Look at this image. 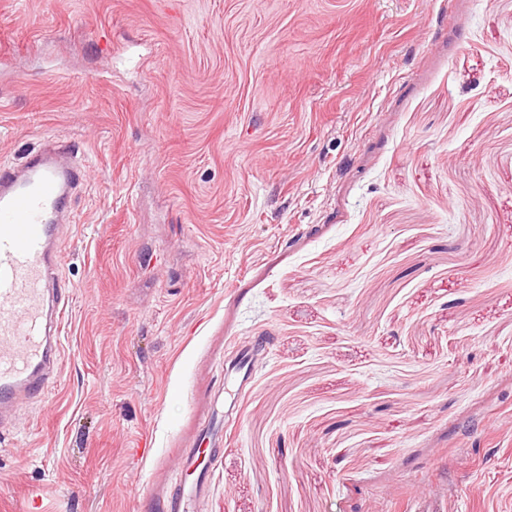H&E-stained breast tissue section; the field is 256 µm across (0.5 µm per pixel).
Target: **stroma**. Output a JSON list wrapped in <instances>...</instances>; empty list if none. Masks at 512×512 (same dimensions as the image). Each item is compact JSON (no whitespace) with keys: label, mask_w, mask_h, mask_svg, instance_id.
I'll list each match as a JSON object with an SVG mask.
<instances>
[{"label":"stroma","mask_w":512,"mask_h":512,"mask_svg":"<svg viewBox=\"0 0 512 512\" xmlns=\"http://www.w3.org/2000/svg\"><path fill=\"white\" fill-rule=\"evenodd\" d=\"M48 135L0 512H512V0H0V164ZM47 145L22 167L0 166V427L43 401L60 365L69 287L56 236L80 180Z\"/></svg>","instance_id":"stroma-1"}]
</instances>
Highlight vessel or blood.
<instances>
[{
  "mask_svg": "<svg viewBox=\"0 0 512 512\" xmlns=\"http://www.w3.org/2000/svg\"><path fill=\"white\" fill-rule=\"evenodd\" d=\"M81 171L48 145L0 166V427L43 401L60 365L69 289L56 240Z\"/></svg>",
  "mask_w": 512,
  "mask_h": 512,
  "instance_id": "obj_1",
  "label": "vessel or blood"
}]
</instances>
